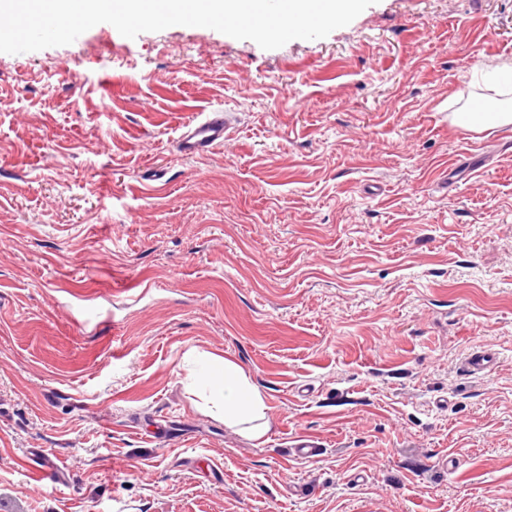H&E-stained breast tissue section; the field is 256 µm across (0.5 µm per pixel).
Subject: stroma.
Wrapping results in <instances>:
<instances>
[{
	"instance_id": "1",
	"label": "stroma",
	"mask_w": 512,
	"mask_h": 512,
	"mask_svg": "<svg viewBox=\"0 0 512 512\" xmlns=\"http://www.w3.org/2000/svg\"><path fill=\"white\" fill-rule=\"evenodd\" d=\"M504 65L512 0L0 53V512H512V125L450 120L512 110ZM214 110L230 146L182 156ZM204 352L265 445L186 388ZM473 112H454L452 123L461 128L482 130L490 127L508 126L512 124L510 112H480L478 104L471 106ZM497 363V355L483 347H475L465 358L464 368L466 372L473 376H483L487 374ZM188 379L205 384L213 406L224 415V425L258 444L266 442L269 420L265 397L239 362L209 355Z\"/></svg>"
}]
</instances>
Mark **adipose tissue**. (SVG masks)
Returning a JSON list of instances; mask_svg holds the SVG:
<instances>
[{
    "label": "adipose tissue",
    "mask_w": 512,
    "mask_h": 512,
    "mask_svg": "<svg viewBox=\"0 0 512 512\" xmlns=\"http://www.w3.org/2000/svg\"><path fill=\"white\" fill-rule=\"evenodd\" d=\"M189 378L205 384L227 427L256 443H265L269 432L268 406L263 393L239 362L211 355Z\"/></svg>",
    "instance_id": "adipose-tissue-1"
}]
</instances>
